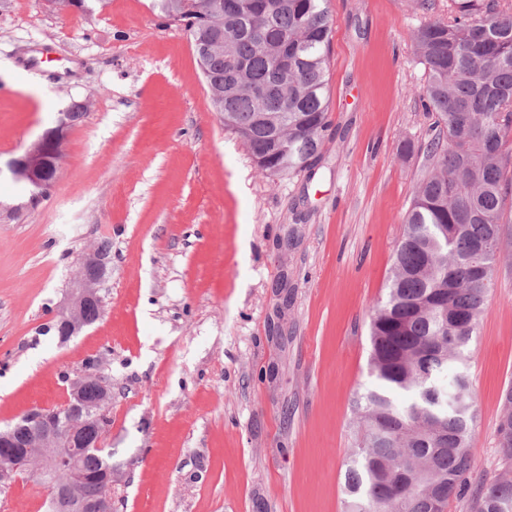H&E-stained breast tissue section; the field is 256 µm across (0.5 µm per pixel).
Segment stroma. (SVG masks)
<instances>
[{
  "instance_id": "obj_1",
  "label": "stroma",
  "mask_w": 512,
  "mask_h": 512,
  "mask_svg": "<svg viewBox=\"0 0 512 512\" xmlns=\"http://www.w3.org/2000/svg\"><path fill=\"white\" fill-rule=\"evenodd\" d=\"M449 4L328 0L331 127L289 179L258 172L153 0H0V427L63 404L92 361L112 387V512H344L371 310L431 167L412 38ZM74 101L60 173L32 194L7 164ZM104 240V312L60 342L51 319ZM470 348L478 480L500 468L512 244ZM47 497L26 474L0 512Z\"/></svg>"
}]
</instances>
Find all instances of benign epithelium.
I'll return each mask as SVG.
<instances>
[{
    "instance_id": "obj_1",
    "label": "benign epithelium",
    "mask_w": 512,
    "mask_h": 512,
    "mask_svg": "<svg viewBox=\"0 0 512 512\" xmlns=\"http://www.w3.org/2000/svg\"><path fill=\"white\" fill-rule=\"evenodd\" d=\"M70 117L61 113L57 124L22 154L13 158L8 168L13 178L26 183L39 193L45 192L56 179L64 153V144ZM112 277L110 254L95 246L81 258L79 274L69 284L62 308L57 313V325L67 338H72L90 325L86 312L90 308L102 311L103 290ZM91 371L70 381L67 397L56 412L43 408L29 410L24 423L30 436L22 456L9 451L14 445V428L0 429V485L12 484L23 471L21 460L36 456L39 473L47 476L59 470L69 475V483L59 492H51L50 506L55 512H112V496L102 495L95 500L83 496L81 453L84 448H98L104 434L98 422L99 408L111 401V390L103 385L94 400L85 397L90 381L98 379Z\"/></svg>"
}]
</instances>
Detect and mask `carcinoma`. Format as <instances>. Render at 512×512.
<instances>
[{
	"label": "carcinoma",
	"instance_id": "obj_1",
	"mask_svg": "<svg viewBox=\"0 0 512 512\" xmlns=\"http://www.w3.org/2000/svg\"><path fill=\"white\" fill-rule=\"evenodd\" d=\"M325 0H157L194 51L220 38L201 71L224 127L263 174L310 169L329 128L334 20ZM453 18L413 36L427 70L423 98L439 131L433 167L404 217L389 292L370 315L369 373L357 396L355 448L344 473L345 512H512V386L497 427L501 468L472 486L475 419L468 345L504 240L503 145L512 136V7L451 0ZM405 396L401 404L397 397ZM112 449L81 458L93 498Z\"/></svg>",
	"mask_w": 512,
	"mask_h": 512
}]
</instances>
